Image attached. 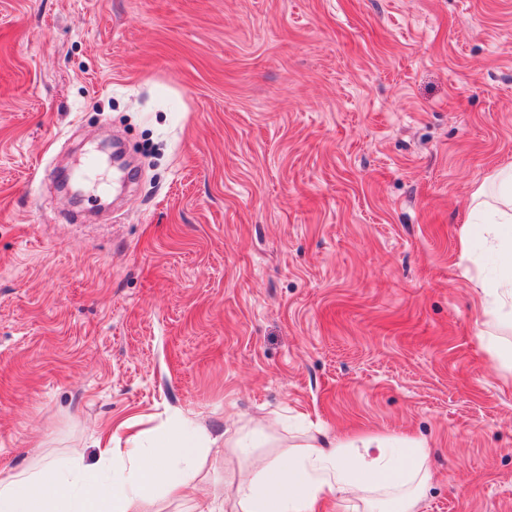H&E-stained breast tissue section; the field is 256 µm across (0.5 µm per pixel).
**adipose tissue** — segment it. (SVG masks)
<instances>
[{
  "label": "adipose tissue",
  "mask_w": 512,
  "mask_h": 512,
  "mask_svg": "<svg viewBox=\"0 0 512 512\" xmlns=\"http://www.w3.org/2000/svg\"><path fill=\"white\" fill-rule=\"evenodd\" d=\"M473 209L484 224L464 226L463 255L483 240L499 263L491 280L476 279L484 316L500 327L512 324V165L498 170L489 184L473 194ZM206 430L195 429L181 441L161 448H119L111 434L101 435L98 470L81 464L71 449L64 459H48L37 469H23L0 480V512H149L155 488L187 504L188 512H224L217 493L200 496L196 462ZM245 464L235 490L234 512H315L328 495L358 494L366 512L400 505L411 512L428 479L429 450L423 443L398 437L371 439L357 457L341 444L310 445L276 459L262 458L254 434L232 441Z\"/></svg>",
  "instance_id": "obj_1"
}]
</instances>
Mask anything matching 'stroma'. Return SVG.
Segmentation results:
<instances>
[{"label": "stroma", "mask_w": 512, "mask_h": 512, "mask_svg": "<svg viewBox=\"0 0 512 512\" xmlns=\"http://www.w3.org/2000/svg\"><path fill=\"white\" fill-rule=\"evenodd\" d=\"M135 171L82 173L105 135ZM512 164V0H0V478L141 418L425 441L512 512V370L462 259Z\"/></svg>", "instance_id": "obj_1"}]
</instances>
